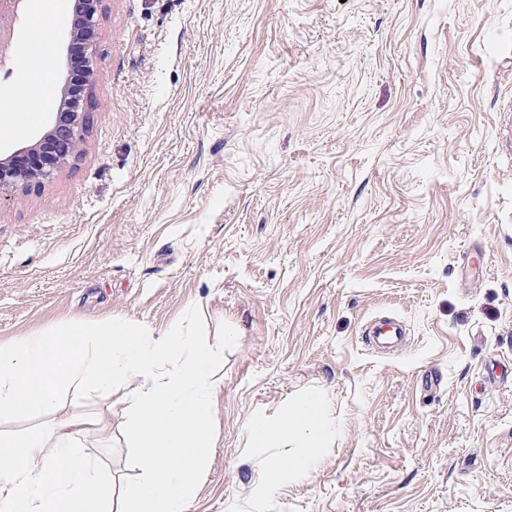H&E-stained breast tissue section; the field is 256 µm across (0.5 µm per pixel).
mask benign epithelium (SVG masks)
Returning a JSON list of instances; mask_svg holds the SVG:
<instances>
[{"mask_svg":"<svg viewBox=\"0 0 512 512\" xmlns=\"http://www.w3.org/2000/svg\"><path fill=\"white\" fill-rule=\"evenodd\" d=\"M101 0H69L74 22L64 41L57 87L62 105L53 113L38 148H21L0 161V197L49 177L72 155L85 122V92L93 76L96 27Z\"/></svg>","mask_w":512,"mask_h":512,"instance_id":"1","label":"benign epithelium"}]
</instances>
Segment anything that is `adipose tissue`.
Masks as SVG:
<instances>
[{"label":"adipose tissue","mask_w":512,"mask_h":512,"mask_svg":"<svg viewBox=\"0 0 512 512\" xmlns=\"http://www.w3.org/2000/svg\"><path fill=\"white\" fill-rule=\"evenodd\" d=\"M223 358V341L178 326L159 338L125 320L71 322L0 344V422H30L0 430V512H190L206 475L221 387L214 368ZM121 383L132 386L127 429L137 476L118 486L111 465L80 448L97 418L64 400ZM248 437L257 447L275 440L297 449L264 471L261 489L272 495L285 477L317 468L336 427L310 391L276 417L252 420Z\"/></svg>","instance_id":"1"}]
</instances>
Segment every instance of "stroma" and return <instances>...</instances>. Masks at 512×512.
Listing matches in <instances>:
<instances>
[{"label":"stroma","mask_w":512,"mask_h":512,"mask_svg":"<svg viewBox=\"0 0 512 512\" xmlns=\"http://www.w3.org/2000/svg\"><path fill=\"white\" fill-rule=\"evenodd\" d=\"M96 45L75 153L0 202V342L232 331L191 512H512V0H102ZM382 316L397 351L362 340ZM309 389L336 440L263 494L290 451L247 427ZM127 392L77 409L130 479Z\"/></svg>","instance_id":"obj_1"}]
</instances>
